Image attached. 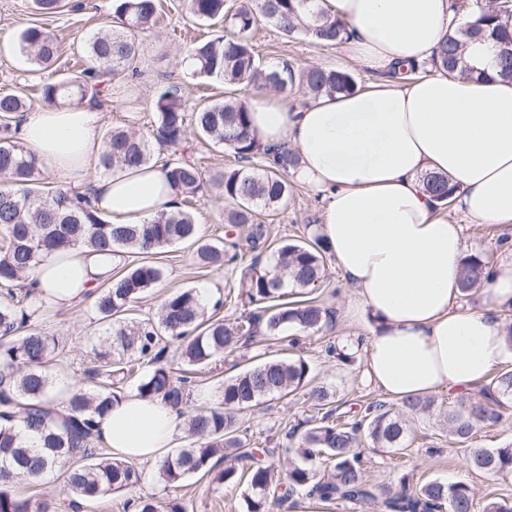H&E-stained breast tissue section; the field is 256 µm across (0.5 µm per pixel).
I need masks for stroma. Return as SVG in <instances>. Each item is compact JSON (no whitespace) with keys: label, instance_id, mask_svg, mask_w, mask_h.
<instances>
[{"label":"stroma","instance_id":"stroma-1","mask_svg":"<svg viewBox=\"0 0 512 512\" xmlns=\"http://www.w3.org/2000/svg\"><path fill=\"white\" fill-rule=\"evenodd\" d=\"M70 2L71 10L45 17L32 10L29 0H0V91L20 92L34 98L42 84L56 78L53 70H32L14 50L13 39L24 27L42 25L65 42L70 50L77 47L84 37L110 30L112 0ZM159 2V22L142 38L137 75L115 79L114 94L102 97L98 103L102 115L101 130L126 125L130 114L123 102L128 96L137 100L144 121H151L153 99L157 91L168 84L190 82L191 98L195 101L224 95L223 84L190 79V70L183 65L194 42L213 38L216 27L195 22L186 10L185 0ZM254 44L264 62L270 65L286 56L302 66L313 64L348 71L361 86L372 79L365 67L343 59L337 49L319 46L303 36L286 37L266 21L259 22ZM324 204L322 193L301 183H293L287 209L280 211L271 223L272 240L260 243L257 250H246V257L257 255L266 259L281 241L316 236ZM223 208L222 201L211 189L194 199L193 211L203 235L213 240L244 241L245 234L241 228L225 224ZM462 224L469 254L484 256L493 263L512 259V248L501 243L502 238L512 239V224ZM192 252V247L180 244L166 247L158 254L156 262L162 266L163 276L139 300L133 312L135 318L156 317L163 297L190 288L204 290L215 298L223 297L224 307L220 315L224 319L232 320L240 316L243 308L235 299L239 270L227 268L215 272L198 268ZM350 296L351 289L337 269L335 260H328L327 276L316 297L325 307L335 311V319L321 331L303 333L296 349L297 355L304 357L311 366L310 387L266 402L261 409L236 414L241 435L247 438L256 453L277 448L290 423L309 414L311 386H324L335 391L337 401L354 412L377 399V392L362 378L365 356L362 344L370 336L372 325L368 321L350 317L347 311ZM37 326L45 334L58 337L68 350L66 360L54 370L58 384L66 385L79 378L83 370L89 367L94 348L100 345V326L93 301L84 300L63 312L47 311L38 320ZM343 340L355 343L352 364L343 365L336 359L322 356L323 346ZM284 344L282 336H261L254 343L225 353L221 365L224 377H231L238 368L250 365L254 355L282 357ZM415 429V441L407 449L367 451L366 474L371 480L394 483L401 475L411 473L423 480L467 482L473 486L475 503L479 506L483 505L485 496L489 494L512 499V473L499 476L476 474L464 462L470 449L499 448L512 444V416L504 417L498 424L480 428L468 443L461 445L451 443L438 415H417ZM137 467L142 473L138 484L98 501L85 503L81 512H123L127 499L151 494L162 501L180 499L186 512H247L245 486L218 490L208 479L195 476L186 478L179 487L168 489L159 481L156 465L141 461Z\"/></svg>","mask_w":512,"mask_h":512}]
</instances>
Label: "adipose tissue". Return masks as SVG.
Masks as SVG:
<instances>
[{
  "instance_id": "obj_1",
  "label": "adipose tissue",
  "mask_w": 512,
  "mask_h": 512,
  "mask_svg": "<svg viewBox=\"0 0 512 512\" xmlns=\"http://www.w3.org/2000/svg\"><path fill=\"white\" fill-rule=\"evenodd\" d=\"M351 30L343 55L375 78L348 94L290 107L256 92L250 131L270 150L294 147V178L325 193L320 235L353 290L351 315L376 326L363 375L384 399L467 392L502 361L504 312L512 310V261L499 264L471 303L459 287L466 246L460 224L426 190L447 177L460 211L481 224H512V82L437 72L400 80L403 63L432 59L457 19L451 0H324ZM101 114L89 104L36 106L22 124L27 151L67 183L90 190L116 224H141L172 210L161 168L144 165L92 177L103 150ZM112 256L87 247L44 257L26 280L63 309L112 274ZM177 410L130 393L97 419L113 457L161 459L179 434Z\"/></svg>"
}]
</instances>
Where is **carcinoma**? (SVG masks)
Segmentation results:
<instances>
[{
    "instance_id": "carcinoma-1",
    "label": "carcinoma",
    "mask_w": 512,
    "mask_h": 512,
    "mask_svg": "<svg viewBox=\"0 0 512 512\" xmlns=\"http://www.w3.org/2000/svg\"><path fill=\"white\" fill-rule=\"evenodd\" d=\"M43 15L57 14L64 0H32ZM116 28L83 41V68L41 86L47 105L81 103L99 97L119 76H135L141 37L157 19L158 0H117ZM186 0L198 21L223 23L224 34L194 44L190 50L194 76L216 78L228 87L253 86L285 92L298 85L310 97L349 93L356 88L352 74L321 66L298 65L282 58L266 64L256 53L252 33L259 21L274 24L287 36L304 35L323 47H333L349 34L348 26L320 6L319 0ZM472 8L467 21L448 31L439 43L431 68L450 76L483 79L487 70L478 57L468 56L472 45L493 56L497 75L512 81V54L500 49L512 43V0H474L457 9ZM19 52L37 70L54 66L66 47L46 28L33 24L17 40ZM188 92L177 84L162 87L152 107V134L159 147L172 153L185 149L188 131L222 147L236 164L207 179L187 161L161 164L174 189L175 208L162 211L145 224H114L102 216L91 192L51 186L43 170L19 137L30 102L12 93H0V512H51L49 502L34 503L14 492L21 477L33 482L58 471L69 501L58 506L79 508L81 500L100 499L137 484L141 472L114 460L99 446L95 418L119 401L126 383L136 381L144 398L162 397L179 409L189 444L167 455L157 468L167 486L190 475L210 479L220 489L246 483L248 512H269L271 505L290 508L292 497L305 494L327 504L372 506L379 512H474L475 492L466 482L438 479L413 483L408 475L396 484L375 483L365 475V441L375 448H408L413 443L404 410L431 411L434 400L412 398L401 403L370 402L350 416L343 405L321 387L311 390L314 414L288 430V470L280 473L250 448L230 413L254 409L267 399H280L309 382L310 365L301 356L259 362L216 383L213 401L193 404L198 369L252 340L265 331L277 335L292 325L317 331L331 321V313L312 299L288 302L287 289L315 290L326 274L328 249L318 236L311 241L284 243L273 259L259 257L241 269L238 297L250 310L226 322L217 316L224 301L208 308L195 289L177 291L161 304L155 319H128L124 314L162 277L159 266L147 261L175 243L194 247V262L202 268L237 267L243 255L239 244L225 246L199 234L188 204L212 182L224 200V223L247 227L246 241L255 249L268 236L265 216L288 206L290 169L298 154L283 149L270 152L249 132L250 101L227 95L198 104L188 111ZM99 165L106 172L151 163V142L132 128H113L103 135ZM428 190L439 200L452 202L453 190L440 175L425 176ZM86 246L99 253L125 256L124 272L96 290L95 307L102 335L110 349L94 351L83 378L67 386L64 410L54 408L56 383L53 366L61 359L59 340L33 324V293L24 285L27 274L45 254ZM490 262L469 256L462 265L460 288L464 294L480 288L489 278ZM178 342L168 354L165 340ZM512 369L491 377L480 387V398L445 413L448 435L468 441L477 429L500 422L512 409ZM248 461L245 469L221 467L228 455ZM329 463L321 472L318 465ZM473 472H512V445L473 448L466 460ZM133 512H185L182 503L164 505L153 497L129 500Z\"/></svg>"
}]
</instances>
